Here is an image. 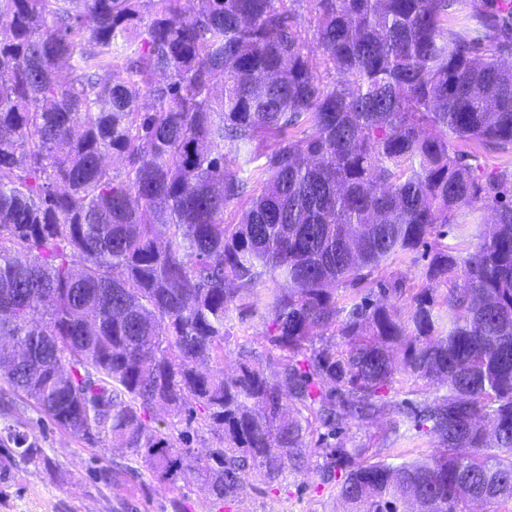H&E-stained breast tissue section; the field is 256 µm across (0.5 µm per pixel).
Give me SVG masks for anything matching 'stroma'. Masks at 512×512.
<instances>
[{"label":"stroma","mask_w":512,"mask_h":512,"mask_svg":"<svg viewBox=\"0 0 512 512\" xmlns=\"http://www.w3.org/2000/svg\"><path fill=\"white\" fill-rule=\"evenodd\" d=\"M175 442H188L199 457H207L218 442L203 421L168 417ZM26 431L38 447V458L26 461L6 437V426ZM390 417L345 420L339 436L344 447L369 448L382 456L394 448L426 452L435 439L413 424L399 434L388 431ZM310 457L303 471H288L286 479L269 487L254 476L243 478L233 502H213L198 472H184L175 483L160 482L129 451L71 436L32 402L0 380V512H346L335 484L319 476L322 451L307 438ZM111 472L110 484L100 483L99 471Z\"/></svg>","instance_id":"obj_1"}]
</instances>
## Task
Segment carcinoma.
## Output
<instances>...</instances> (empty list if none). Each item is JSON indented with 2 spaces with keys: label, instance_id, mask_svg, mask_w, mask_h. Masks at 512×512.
I'll return each mask as SVG.
<instances>
[{
  "label": "carcinoma",
  "instance_id": "carcinoma-1",
  "mask_svg": "<svg viewBox=\"0 0 512 512\" xmlns=\"http://www.w3.org/2000/svg\"><path fill=\"white\" fill-rule=\"evenodd\" d=\"M194 2L0 0V377L161 480L201 465L216 501L388 411L435 448L325 447L349 512H512V172L472 164L512 151V0L464 24L460 0ZM464 207L491 220L461 254L445 239ZM424 244L417 292L374 276ZM235 310L265 326L269 370L243 345L226 374ZM398 374L438 394L382 400ZM159 411L200 414L223 447L200 463Z\"/></svg>",
  "mask_w": 512,
  "mask_h": 512
}]
</instances>
